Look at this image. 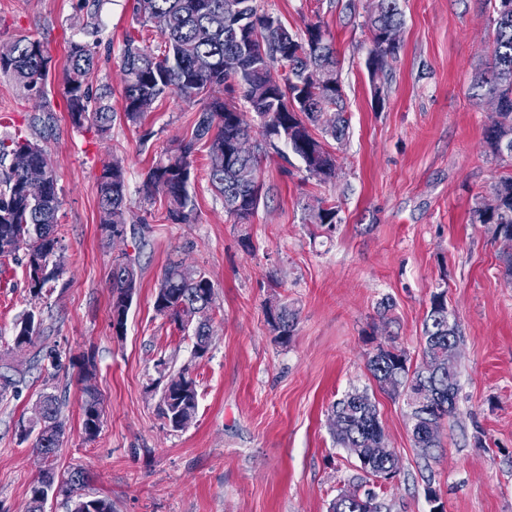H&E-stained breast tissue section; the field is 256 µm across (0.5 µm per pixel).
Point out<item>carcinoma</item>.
Listing matches in <instances>:
<instances>
[{"label":"carcinoma","instance_id":"cac0c4a2","mask_svg":"<svg viewBox=\"0 0 512 512\" xmlns=\"http://www.w3.org/2000/svg\"><path fill=\"white\" fill-rule=\"evenodd\" d=\"M490 0L495 37L491 66L479 73L473 97L496 101V116L484 130V142L495 155L512 158V7ZM133 14L143 26L164 20L155 46L128 35L121 55L122 119L141 130L139 140L148 142L154 132L145 128L146 111L138 102L156 103L169 94L199 106L192 136L154 160L144 173L140 193L145 201L160 203L173 224L193 223L196 196L191 191L198 145L207 148L206 175L211 188L224 200V209L237 224H250L267 197L261 179V158L280 153L288 146L303 163L306 176L319 184L336 179L338 164L329 140L339 142L348 128L344 93L338 79L339 60L325 22L316 20L295 32L257 0H133ZM365 24L371 34L369 51L377 58L366 66L382 73L397 59L399 47L382 49L383 35L403 25L398 0H375ZM0 74L11 77L32 92L43 112L52 111L50 98L51 58L43 43L33 39L0 42ZM94 55L87 42L67 43L64 79L68 119L72 127L95 128L105 139L117 113L112 90L89 89ZM224 89V95L215 89ZM98 180L102 229L108 237L136 235L127 225L143 224L130 216L126 170L123 159L103 162ZM61 206L56 173L45 148L21 130L0 138V257L23 252L27 287L39 298L46 286L58 280L63 270L58 212ZM338 206L318 201L310 223L329 232L336 229ZM473 222L488 224L495 238L512 242V176L501 178L489 197L473 211ZM111 325L126 327L128 313L140 284L134 259L123 252L112 261ZM214 284L202 270L182 260L169 262L155 293L154 310L180 331L193 329V355L203 357L211 346V312ZM266 321L275 339L288 344L296 324L295 313L273 299L266 303ZM43 323L41 312H25L13 326V340L34 345ZM459 326L450 317L445 293L431 297L423 321L422 355L435 364L424 374L407 365L404 349L391 342L369 353L367 369L378 386L395 377L409 393H426L410 428L414 447L429 458L442 447L440 424L457 408L458 371L448 366V342H458ZM47 379L63 368L62 356L50 351L42 356ZM164 379L159 399V417L173 432L182 430L180 419L195 417L198 391L190 368L169 370L161 363ZM46 419L56 423L58 433L35 439L46 458L56 455L64 434L57 395H44ZM101 404L98 393L85 389L82 430L85 439L97 437L102 420L92 409ZM345 429L334 434L343 448H370L384 435L376 402L365 392H351L332 406ZM368 476L398 472L392 450L360 464ZM88 481L86 472L73 469L56 481L55 471L45 470L31 488L28 512H45L50 491L67 498ZM72 512H112L106 498H80ZM329 512H391V505L373 492L353 497L339 494Z\"/></svg>","mask_w":512,"mask_h":512}]
</instances>
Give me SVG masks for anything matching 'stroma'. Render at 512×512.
<instances>
[{"mask_svg":"<svg viewBox=\"0 0 512 512\" xmlns=\"http://www.w3.org/2000/svg\"><path fill=\"white\" fill-rule=\"evenodd\" d=\"M347 0H259L293 30L323 20L341 59L349 128L335 144L339 174L326 184L308 179L298 158L270 155L261 166L268 190L252 223L238 224L206 178L197 157L194 223L174 224L138 187L154 157L190 136L195 105L166 96L148 112L155 135L114 121L110 139L67 120L63 67L69 40H86L96 18L92 88L120 86L126 33L147 43L159 36L140 26L131 0H0V41H42L55 67L53 112L42 141L57 174L58 224L65 270L55 287L32 301L23 257H0V367L20 373L18 394L0 401V512H26L32 486L46 468L88 472L85 492L107 497L114 512H327L339 493L376 490L392 512H430L435 490L445 512H512V277L508 246L490 226L475 223L478 201L512 175V160L491 156L483 142L496 105L473 98L495 36L490 0H399L404 24L399 58L370 76L364 27L367 0L356 13ZM384 86L383 106L374 102ZM36 100L0 77V136L27 125ZM125 159L128 205L143 218L140 239L112 242L100 227L96 177L111 153ZM339 207L325 234L309 222L317 198ZM250 235L252 251L240 239ZM135 257L140 288L127 330L114 338L110 321L112 260ZM184 260L215 286L212 346L201 359L193 341L154 310L155 290L169 260ZM445 292L461 329L456 412L441 424L443 446L423 458L409 431L405 401L382 391L366 360L395 341L410 369L425 366L422 323L434 293ZM278 297L297 312L288 345L278 344L265 303ZM393 307L379 318L378 306ZM42 311L34 345L16 349L14 322ZM94 356L90 383L69 367L50 381L37 353ZM189 366L198 412L179 432L157 415V363ZM103 399L99 435L81 428L85 388ZM375 400L398 474L366 479L347 449L336 445L331 406L347 392ZM61 396L65 426L54 460L19 436L40 398Z\"/></svg>","mask_w":512,"mask_h":512,"instance_id":"1","label":"stroma"}]
</instances>
